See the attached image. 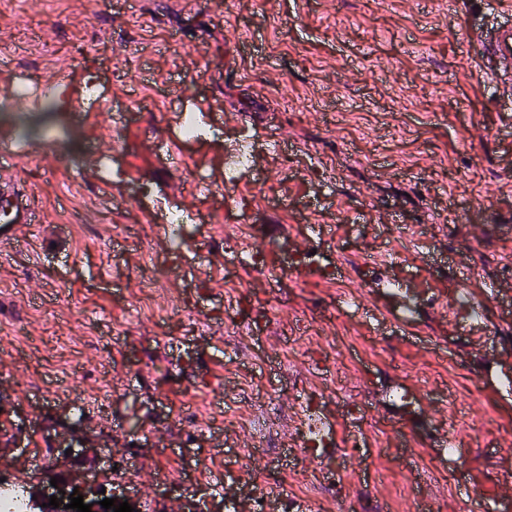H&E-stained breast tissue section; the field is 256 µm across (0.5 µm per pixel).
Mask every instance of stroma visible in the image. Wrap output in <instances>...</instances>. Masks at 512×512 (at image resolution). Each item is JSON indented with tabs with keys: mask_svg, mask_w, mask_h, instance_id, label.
Instances as JSON below:
<instances>
[{
	"mask_svg": "<svg viewBox=\"0 0 512 512\" xmlns=\"http://www.w3.org/2000/svg\"><path fill=\"white\" fill-rule=\"evenodd\" d=\"M512 23V0H21L0 7V93L17 84L54 81L75 63L110 96L111 111L75 119L60 105L17 100L0 110V138L22 143L16 175L39 207L42 223L25 231L0 281L31 305L0 297V461L16 487L45 475L98 489L156 512H259L237 482L238 471L262 481L288 468L283 455L254 454L226 465L225 436L251 445L255 433L232 423L225 386L241 377L311 388L307 365L286 353L293 316L315 320L323 352L335 322L315 305L338 304L343 289L392 273L429 254L432 303L402 308L421 289L405 282L393 303L377 288L358 294L345 334L359 347L367 330L381 340L343 370L353 400L392 436L399 423L381 393L425 371L445 384L463 363L489 400L465 411L479 434L458 440V460L434 484L440 512L478 504L481 484L498 485L496 512H512V434L497 430V412L512 415V81L491 71L488 41ZM205 112L195 143L180 133L184 113ZM257 143L253 171L235 176L224 159L239 139ZM463 205L467 221L448 219ZM186 216L179 236L163 232L169 214ZM397 214L413 236H388ZM275 227L289 243L304 226L323 227V241L356 239L331 278L308 283L272 274L228 280L237 250L224 224ZM158 286L153 313L139 309L146 282ZM478 299L496 333L471 339L469 323L449 314L458 290ZM247 293L279 313L252 349L225 339L224 307ZM179 317L163 324L173 298ZM129 324L122 335L113 324ZM21 327V337L10 325ZM110 401L101 412L96 399ZM203 402L210 433L192 444L169 416ZM420 426L406 428L401 464L371 458L373 468L403 465L427 478L443 455L447 399L419 392ZM83 449L71 456L66 440ZM59 447L43 464L44 443ZM129 449L125 470L114 451ZM207 456L205 484L165 482L161 473ZM224 477L214 485L213 475Z\"/></svg>",
	"mask_w": 512,
	"mask_h": 512,
	"instance_id": "1",
	"label": "stroma"
}]
</instances>
